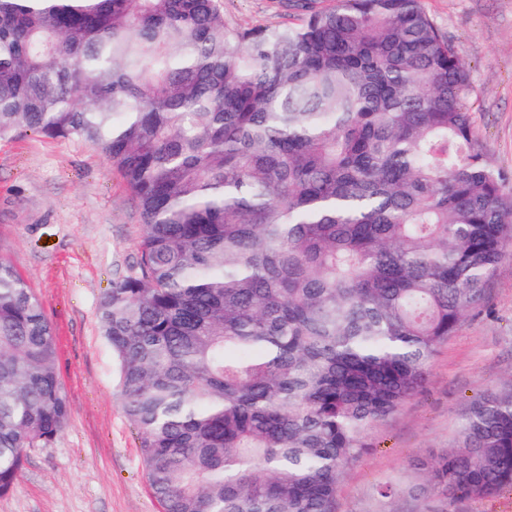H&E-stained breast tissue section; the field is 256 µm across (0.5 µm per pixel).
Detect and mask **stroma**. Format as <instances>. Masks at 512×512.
Returning <instances> with one entry per match:
<instances>
[{
	"label": "stroma",
	"instance_id": "35a3bbf8",
	"mask_svg": "<svg viewBox=\"0 0 512 512\" xmlns=\"http://www.w3.org/2000/svg\"><path fill=\"white\" fill-rule=\"evenodd\" d=\"M470 74L475 137L512 193V0H423ZM282 0H224L235 27H278ZM138 212L111 164L88 143L27 132L0 139V255L39 297L56 336L71 414L32 449L0 512H162L123 411L119 365L101 336L100 297L137 256ZM512 376V259L489 280L430 365L426 386L369 431L371 449L341 481L338 512H512V486L483 498L423 494L420 462L456 445L462 415ZM385 485L401 487L384 498Z\"/></svg>",
	"mask_w": 512,
	"mask_h": 512
}]
</instances>
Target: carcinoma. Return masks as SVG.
<instances>
[{
	"label": "carcinoma",
	"mask_w": 512,
	"mask_h": 512,
	"mask_svg": "<svg viewBox=\"0 0 512 512\" xmlns=\"http://www.w3.org/2000/svg\"><path fill=\"white\" fill-rule=\"evenodd\" d=\"M0 0V138L96 147L141 218L98 305L164 512H337L368 430L512 253L470 77L422 0ZM43 305L0 256V495L69 419ZM426 492L512 485V379L474 399ZM282 1L287 0H224V21L229 26H285L294 22Z\"/></svg>",
	"instance_id": "carcinoma-1"
}]
</instances>
